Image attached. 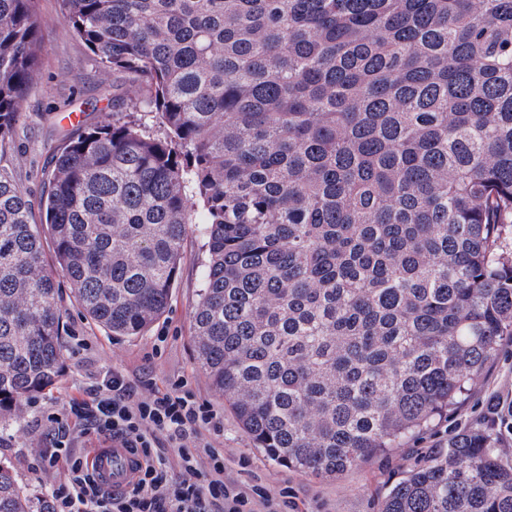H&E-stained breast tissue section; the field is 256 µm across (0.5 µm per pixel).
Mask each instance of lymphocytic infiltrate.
I'll return each mask as SVG.
<instances>
[{
	"instance_id": "lymphocytic-infiltrate-1",
	"label": "lymphocytic infiltrate",
	"mask_w": 512,
	"mask_h": 512,
	"mask_svg": "<svg viewBox=\"0 0 512 512\" xmlns=\"http://www.w3.org/2000/svg\"><path fill=\"white\" fill-rule=\"evenodd\" d=\"M42 438V469L63 468L49 489L51 512H284L261 487H242L224 474V454L206 437L220 431V413L186 378L139 391L125 372L89 376L61 412L34 426ZM141 456L139 476L120 495L89 471L84 440Z\"/></svg>"
}]
</instances>
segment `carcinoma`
Returning a JSON list of instances; mask_svg holds the SVG:
<instances>
[{
  "mask_svg": "<svg viewBox=\"0 0 512 512\" xmlns=\"http://www.w3.org/2000/svg\"><path fill=\"white\" fill-rule=\"evenodd\" d=\"M0 0V148L39 69ZM135 112L68 138L42 231L0 171V421L63 365L65 278L113 336L166 311L203 240L197 361L256 447L334 478L448 417L512 341V0H62ZM0 512H49L0 465ZM381 512H512L464 428Z\"/></svg>",
  "mask_w": 512,
  "mask_h": 512,
  "instance_id": "obj_1",
  "label": "carcinoma"
}]
</instances>
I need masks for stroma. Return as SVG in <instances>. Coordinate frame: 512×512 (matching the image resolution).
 <instances>
[{
  "label": "stroma",
  "mask_w": 512,
  "mask_h": 512,
  "mask_svg": "<svg viewBox=\"0 0 512 512\" xmlns=\"http://www.w3.org/2000/svg\"><path fill=\"white\" fill-rule=\"evenodd\" d=\"M43 40L39 70L26 95L13 141L0 149V169L13 174L33 207V221L44 215L40 202L48 185L52 157L71 132L69 116L82 113L88 126L111 117L116 99L125 97L128 84L118 74L104 71L97 57L60 18V0H37ZM202 240L191 233L184 243L180 269L165 314L143 335L113 336L86 318L75 302L67 282H60L64 311V361L62 375L50 391L37 395V405L8 427L18 435L14 447H0V462L31 493L45 492L62 479L59 470L36 471L38 438L27 431L36 412H55L74 395L75 388L91 372L118 368L146 389L186 378L190 388L219 409L224 433L215 445L224 451L225 476L241 484L260 485L275 499L288 498L294 512H380L388 488L416 465L444 447L449 434L470 426H494L503 445L501 460L512 464V430L495 423L489 411L492 400L512 398V343H506L489 364L481 382L465 406L419 434L405 447L372 458L333 479H322L273 461L256 448L230 409L213 391L209 378L199 368L193 345L191 311L201 286Z\"/></svg>",
  "instance_id": "stroma-1"
}]
</instances>
